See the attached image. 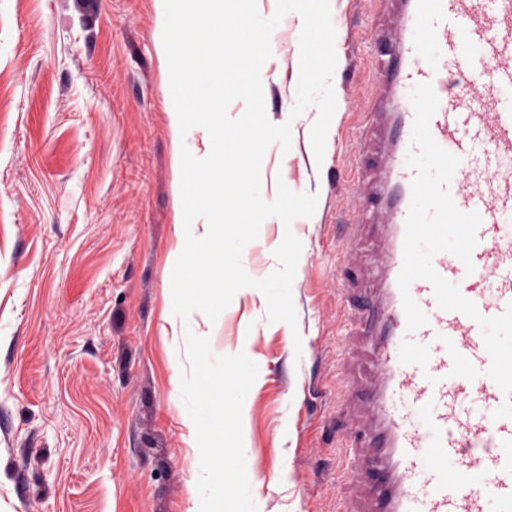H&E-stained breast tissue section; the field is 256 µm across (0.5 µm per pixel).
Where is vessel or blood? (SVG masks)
<instances>
[{"mask_svg":"<svg viewBox=\"0 0 512 512\" xmlns=\"http://www.w3.org/2000/svg\"><path fill=\"white\" fill-rule=\"evenodd\" d=\"M392 15L375 38L385 64L372 77L365 134L374 150L352 178L351 228L373 215L384 236V286L359 316L377 357L368 404L376 425L353 471L368 483L366 512H512V393L491 379L482 329L441 309L432 284L408 293L427 317L408 331L398 276L416 175L406 164L414 109L431 84L439 105L429 123L460 163L447 189L481 223L473 270L453 254L433 259L481 316L512 304V0H380Z\"/></svg>","mask_w":512,"mask_h":512,"instance_id":"obj_1","label":"vessel or blood"}]
</instances>
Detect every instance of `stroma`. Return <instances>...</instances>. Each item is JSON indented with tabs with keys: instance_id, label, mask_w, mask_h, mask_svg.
Returning <instances> with one entry per match:
<instances>
[{
	"instance_id": "stroma-1",
	"label": "stroma",
	"mask_w": 512,
	"mask_h": 512,
	"mask_svg": "<svg viewBox=\"0 0 512 512\" xmlns=\"http://www.w3.org/2000/svg\"><path fill=\"white\" fill-rule=\"evenodd\" d=\"M387 19L377 0H336L341 78L320 162L318 109L284 110L299 36L285 19L272 34L265 111L292 144L267 148L260 175L317 206L307 224L265 219L243 253L262 279L286 233L301 241L292 327L268 321L253 287L214 321L173 313L185 236L208 232L183 220L181 152L205 158L211 140L175 121L160 0H0V512H236L231 448L251 449L256 475L281 473L255 512L360 507L350 451L374 424V363L336 301L345 270L380 285L375 237L364 227L345 247L343 225ZM204 345L223 376L199 371ZM193 380L206 396L189 419ZM206 459L224 473L213 501L197 493Z\"/></svg>"
}]
</instances>
